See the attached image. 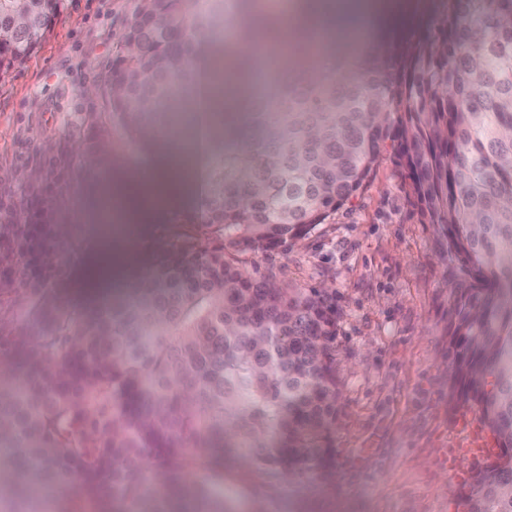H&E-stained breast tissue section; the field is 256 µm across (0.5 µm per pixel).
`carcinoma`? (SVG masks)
Segmentation results:
<instances>
[{
	"label": "carcinoma",
	"mask_w": 512,
	"mask_h": 512,
	"mask_svg": "<svg viewBox=\"0 0 512 512\" xmlns=\"http://www.w3.org/2000/svg\"><path fill=\"white\" fill-rule=\"evenodd\" d=\"M226 0H133L101 82L112 122L152 145L206 70L198 29L236 56ZM64 0H0V75L18 68ZM288 70L244 102L239 141L205 169L202 233L157 252L126 300L66 301L53 224L0 225V512H43L73 483L101 512H165L148 484L224 469L226 455L288 475L328 470L336 303L239 264L297 241L347 201L386 148L408 169L424 223L474 288L453 299L449 372L500 453L459 496L463 512H512V0H448L439 35L396 57L359 54ZM27 289L21 333L8 302Z\"/></svg>",
	"instance_id": "1"
}]
</instances>
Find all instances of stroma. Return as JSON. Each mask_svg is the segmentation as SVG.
<instances>
[{"mask_svg":"<svg viewBox=\"0 0 512 512\" xmlns=\"http://www.w3.org/2000/svg\"><path fill=\"white\" fill-rule=\"evenodd\" d=\"M128 0H65L46 40L18 68L0 76V192L19 191L18 172L46 183L66 176L53 202L64 228L58 262L84 300L87 262L113 242L129 256L126 277L145 257L194 232L203 194L154 224H120L105 209L106 184L150 178L167 162L164 145L148 148L113 124L108 98L85 85L112 66ZM386 149L363 187L307 236L279 250L240 253L248 269L280 285L336 294L339 396L330 436V479H288L225 463L204 474L208 504L156 494L167 512H458L459 483L441 463L465 444L456 421L467 409L448 384L454 353L448 314L457 277L435 226L422 223L408 173Z\"/></svg>","mask_w":512,"mask_h":512,"instance_id":"obj_1","label":"stroma"}]
</instances>
